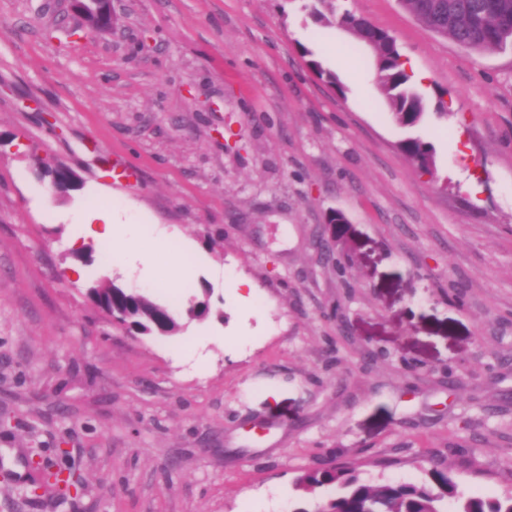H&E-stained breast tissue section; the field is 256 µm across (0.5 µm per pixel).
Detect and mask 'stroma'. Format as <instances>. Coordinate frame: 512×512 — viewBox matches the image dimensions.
Returning a JSON list of instances; mask_svg holds the SVG:
<instances>
[{
	"label": "stroma",
	"mask_w": 512,
	"mask_h": 512,
	"mask_svg": "<svg viewBox=\"0 0 512 512\" xmlns=\"http://www.w3.org/2000/svg\"><path fill=\"white\" fill-rule=\"evenodd\" d=\"M335 6L395 37L417 126L318 0H112L96 34L69 0H0V512H294L324 460L512 492V46L463 48L400 0ZM91 208L131 210L134 256L79 236ZM159 236L193 270L171 288L143 273ZM103 279L181 332L129 335L87 299ZM36 453L80 494L32 490ZM409 138L407 142L401 143L402 149L421 168L429 169L434 164L432 146L418 138Z\"/></svg>",
	"instance_id": "stroma-1"
}]
</instances>
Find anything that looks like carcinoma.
Segmentation results:
<instances>
[{"instance_id":"1","label":"carcinoma","mask_w":512,"mask_h":512,"mask_svg":"<svg viewBox=\"0 0 512 512\" xmlns=\"http://www.w3.org/2000/svg\"><path fill=\"white\" fill-rule=\"evenodd\" d=\"M405 8L418 21L438 33H445L456 43L492 52L507 43L512 32V0H403ZM317 20L350 23L353 35L362 43L374 44L375 65L379 85L388 98L396 122L406 127L413 123L419 111L413 100L415 88L411 76L401 62L394 38L385 30L344 12L335 15L316 12ZM404 152L421 168L434 164L433 148L418 138L401 143ZM96 293L127 314V320L142 336H151L156 325L167 326V335L179 330V323L169 309L153 301L145 293L131 292L105 281L96 286ZM427 478L419 483H372L361 478L352 463L325 466L319 464L304 472L298 484L305 489L334 487L328 496L311 511L301 507L295 512H448V501L457 504L455 512H512V494L503 498L465 496L459 489L453 472L443 463H434L426 471Z\"/></svg>"}]
</instances>
